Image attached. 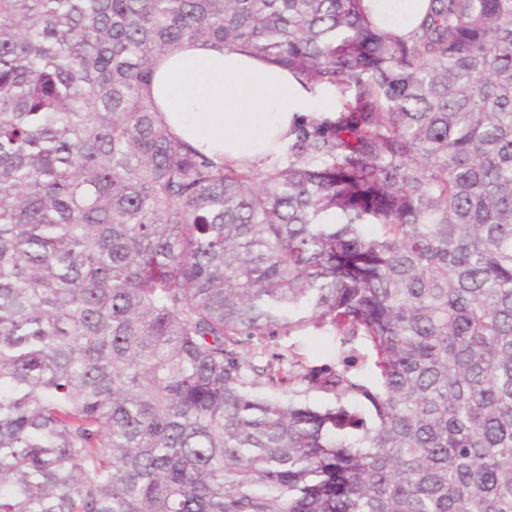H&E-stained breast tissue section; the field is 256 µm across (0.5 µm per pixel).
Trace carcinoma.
<instances>
[{
	"mask_svg": "<svg viewBox=\"0 0 512 512\" xmlns=\"http://www.w3.org/2000/svg\"><path fill=\"white\" fill-rule=\"evenodd\" d=\"M361 2L0 0V512H512V0ZM194 40L336 118L215 162ZM428 0H363L372 20L386 30L405 36L424 15ZM284 347L294 344V349L312 365H334L337 345L334 336L309 329L296 336L281 337L276 342Z\"/></svg>",
	"mask_w": 512,
	"mask_h": 512,
	"instance_id": "1",
	"label": "carcinoma"
}]
</instances>
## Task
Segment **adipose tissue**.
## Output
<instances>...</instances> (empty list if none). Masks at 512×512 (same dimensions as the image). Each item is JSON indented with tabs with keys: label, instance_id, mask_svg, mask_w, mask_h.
<instances>
[{
	"label": "adipose tissue",
	"instance_id": "ef3b65f1",
	"mask_svg": "<svg viewBox=\"0 0 512 512\" xmlns=\"http://www.w3.org/2000/svg\"><path fill=\"white\" fill-rule=\"evenodd\" d=\"M372 20L407 35L428 0H363ZM150 92L178 137L218 162L262 164L306 116H327L331 88L309 89L288 70L256 55L186 42L159 62Z\"/></svg>",
	"mask_w": 512,
	"mask_h": 512
}]
</instances>
